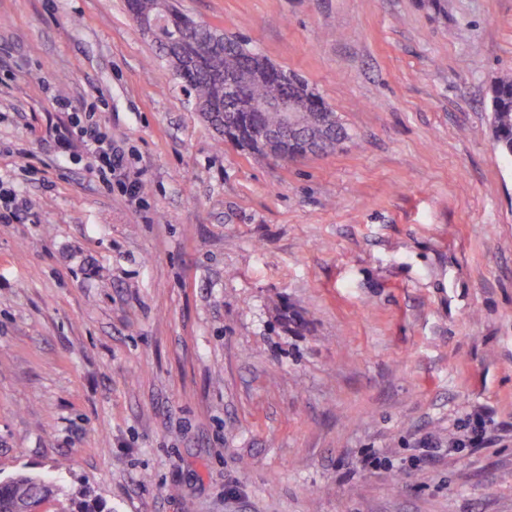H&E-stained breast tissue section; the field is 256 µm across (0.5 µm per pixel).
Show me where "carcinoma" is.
<instances>
[{
	"instance_id": "carcinoma-1",
	"label": "carcinoma",
	"mask_w": 512,
	"mask_h": 512,
	"mask_svg": "<svg viewBox=\"0 0 512 512\" xmlns=\"http://www.w3.org/2000/svg\"><path fill=\"white\" fill-rule=\"evenodd\" d=\"M128 12L136 16H157L168 8V0H126ZM183 31L173 47L177 56L192 58L204 53L218 29L189 16L168 21L155 38L164 58L165 40L174 29ZM227 46L223 54L208 61L191 75L189 96L194 104L207 110L209 124L224 136V141L257 160H296L308 156L307 140L323 132L319 124L321 113L332 108L301 74L276 67L251 42L241 37L224 36ZM246 71L248 80L239 83L229 94L224 90V78ZM290 84L306 98V107L314 112V120L290 139L286 147L266 140L261 130L273 131L282 126V113L260 111L257 105L280 96ZM493 139L505 157H512V79L501 80L492 87ZM64 497L58 512H103L102 504L94 499L69 497L62 489L45 479L28 473H17L0 480V512H41L51 499Z\"/></svg>"
}]
</instances>
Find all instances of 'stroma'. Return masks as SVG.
Instances as JSON below:
<instances>
[{"mask_svg": "<svg viewBox=\"0 0 512 512\" xmlns=\"http://www.w3.org/2000/svg\"><path fill=\"white\" fill-rule=\"evenodd\" d=\"M176 5L351 139L255 160L126 0H0V178L28 202L0 223V479L107 512H512V0ZM90 112L137 199L58 142ZM476 412L488 441L449 448ZM493 139L505 157H512V79L500 80L492 87Z\"/></svg>", "mask_w": 512, "mask_h": 512, "instance_id": "stroma-1", "label": "stroma"}]
</instances>
